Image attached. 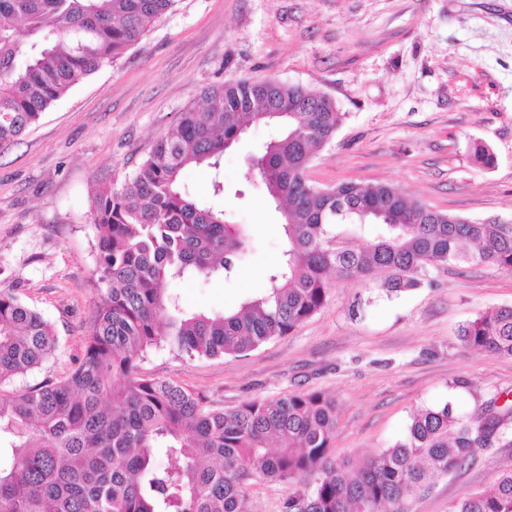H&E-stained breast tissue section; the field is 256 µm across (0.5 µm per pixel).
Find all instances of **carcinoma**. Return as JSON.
Wrapping results in <instances>:
<instances>
[{"label": "carcinoma", "mask_w": 512, "mask_h": 512, "mask_svg": "<svg viewBox=\"0 0 512 512\" xmlns=\"http://www.w3.org/2000/svg\"><path fill=\"white\" fill-rule=\"evenodd\" d=\"M175 0H0V147L17 141L76 83L115 63ZM336 103L278 79L239 77L180 113L132 176L97 192L96 273L103 285L82 359L0 399V512H246L248 482L303 488L284 512H399L403 497L469 464L495 438L512 445V404L475 423L450 403L418 411L405 435L351 476L330 454L335 400L298 392L224 411L187 385L146 378L138 361L161 345L188 357L240 354L294 331L336 283L395 272L390 292L415 288L430 264L483 263L512 271V221L472 220L408 201L393 187L307 176L314 149L342 124ZM283 136L243 177L281 205L286 248L266 287L236 311L188 313L169 284L229 279L248 238L224 209L191 198L182 176L217 168L252 124ZM369 226L353 245L340 226ZM469 347L512 356V306L462 326ZM51 322L0 293V389L56 351ZM452 512H512V469Z\"/></svg>", "instance_id": "1"}]
</instances>
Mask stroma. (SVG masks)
Masks as SVG:
<instances>
[{
	"label": "stroma",
	"mask_w": 512,
	"mask_h": 512,
	"mask_svg": "<svg viewBox=\"0 0 512 512\" xmlns=\"http://www.w3.org/2000/svg\"><path fill=\"white\" fill-rule=\"evenodd\" d=\"M274 77L335 101L344 119L307 171L321 187L387 183L407 199L472 219L512 218V0H176L114 64L74 85L0 150V293L38 310L55 355L21 377L62 378L82 357L98 301L95 190L132 175L205 87ZM256 125L224 153V211L250 247L228 280L187 278L184 309L221 312L266 286L284 240L246 157L276 138ZM494 166L473 158L474 144ZM389 274L330 288L293 332L240 356L189 359L168 346L141 374L185 384L227 410L252 399L320 391L336 400L331 455L348 473L389 448L414 412L450 402L477 417L512 401V357L464 346L478 313L512 305V272L490 264L427 266L419 287L388 292ZM512 467L495 442L473 461L407 495L400 512H450ZM291 485L262 479L247 512H284Z\"/></svg>",
	"instance_id": "obj_1"
}]
</instances>
